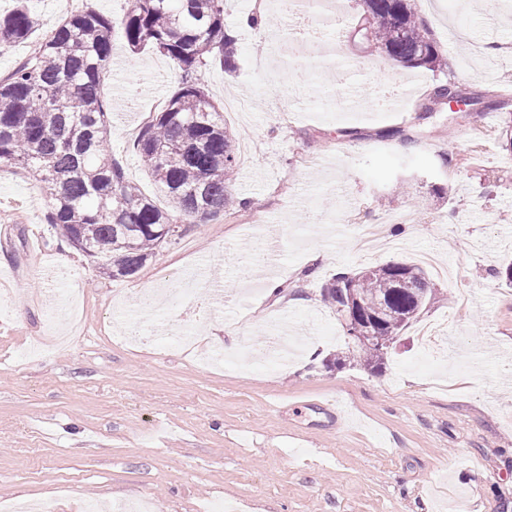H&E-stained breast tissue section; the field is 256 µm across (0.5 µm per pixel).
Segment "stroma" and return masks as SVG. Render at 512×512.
Listing matches in <instances>:
<instances>
[{
	"mask_svg": "<svg viewBox=\"0 0 512 512\" xmlns=\"http://www.w3.org/2000/svg\"><path fill=\"white\" fill-rule=\"evenodd\" d=\"M342 14L344 82L295 35L278 0H224L236 71L201 70L238 144L254 142L232 191L246 209L185 224L133 277L112 279L47 222L41 184L0 171V500L43 512H102L149 499L153 512H512V0H411L442 66H393L364 48L361 0ZM259 12L274 26L249 27ZM121 91L105 79L110 148L158 206L167 199L134 143L178 85L180 69L115 40ZM366 88L356 111L344 85ZM454 83L469 111L432 105ZM409 86L402 111L379 110L383 86ZM402 226L398 250L364 255L356 226ZM276 252L281 296L254 269ZM436 253L434 294L378 369L336 362L349 337L320 296L338 272ZM221 283L223 305L211 286ZM162 288V311L135 306ZM80 300L79 323H49L51 292ZM287 313L318 361L268 356L267 319ZM198 344L176 348L171 322ZM122 326L144 328L136 347ZM65 342L51 358L40 337Z\"/></svg>",
	"mask_w": 512,
	"mask_h": 512,
	"instance_id": "obj_1",
	"label": "stroma"
}]
</instances>
